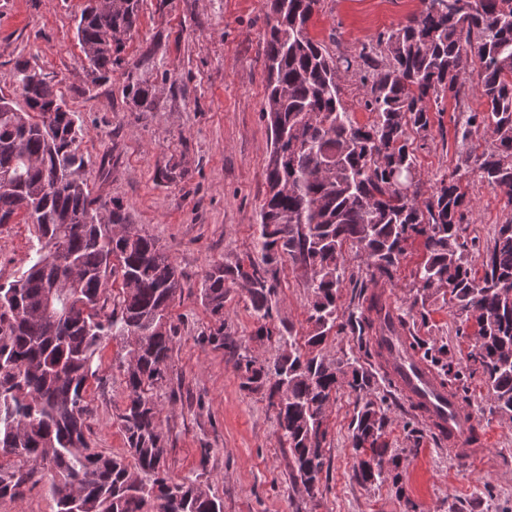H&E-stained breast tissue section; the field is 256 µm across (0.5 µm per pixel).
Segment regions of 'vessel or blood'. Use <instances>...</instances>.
Listing matches in <instances>:
<instances>
[{"label": "vessel or blood", "mask_w": 512, "mask_h": 512, "mask_svg": "<svg viewBox=\"0 0 512 512\" xmlns=\"http://www.w3.org/2000/svg\"><path fill=\"white\" fill-rule=\"evenodd\" d=\"M380 303L383 311L378 341L389 361L388 375L396 389L449 452L473 455L481 444L473 414L413 348L410 337L397 322V311L390 299L381 297Z\"/></svg>", "instance_id": "vessel-or-blood-1"}]
</instances>
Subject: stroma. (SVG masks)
<instances>
[{"label":"stroma","mask_w":512,"mask_h":512,"mask_svg":"<svg viewBox=\"0 0 512 512\" xmlns=\"http://www.w3.org/2000/svg\"><path fill=\"white\" fill-rule=\"evenodd\" d=\"M84 4L0 0V95L24 104L10 81L16 61H30L53 75L58 94L80 120V149L93 163L87 172L93 195L119 200L131 223L154 237L177 268L182 288L170 312L178 334L166 378L153 391L170 477L208 484L224 512H512V418L489 413L481 373L467 370L475 325L461 324L439 293L428 299L424 313L411 311L424 259L418 240L388 279L373 277L355 250H347L353 281L342 289L340 305L352 311L360 287L386 291L412 335L429 348L447 346L454 368L467 372L461 399L479 432L489 436V447L469 459L449 455L367 358L359 336L346 328L327 337L322 353L329 360L357 359L369 370L366 395L387 414L382 440L396 462L376 482L356 480L352 421L361 395L344 385L324 414L319 483L310 493L292 481L277 412L263 393L242 388L238 368L239 355L270 364L282 346L277 336L260 335L238 281L227 282L224 301L225 327L238 348L211 345L207 337L214 320L200 297L212 264L246 267L258 257L255 230L270 153L262 116L270 0H140L138 27L125 55L140 62V75L160 89L148 112L126 100L123 70L93 80L75 36ZM424 9V0H320L309 33L330 52L352 55L363 42ZM455 112L454 99L445 98L416 150L423 196L461 163ZM106 154L113 158L112 175L102 184L95 163ZM462 187L469 200L463 235L487 248L499 226L512 221V205L477 174H468ZM36 248L32 225L0 226V283L27 269ZM278 268L268 325H292L301 345L310 330L306 277L287 259ZM125 354L119 341H103L85 393L90 443L114 456L127 453L120 423L128 395ZM0 512H57L47 478L33 477L18 497L0 498Z\"/></svg>","instance_id":"35a3bbf8"}]
</instances>
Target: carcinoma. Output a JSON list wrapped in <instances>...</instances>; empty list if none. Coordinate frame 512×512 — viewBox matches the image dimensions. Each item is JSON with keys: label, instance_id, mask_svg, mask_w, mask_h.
Returning a JSON list of instances; mask_svg holds the SVG:
<instances>
[{"label": "carcinoma", "instance_id": "obj_1", "mask_svg": "<svg viewBox=\"0 0 512 512\" xmlns=\"http://www.w3.org/2000/svg\"><path fill=\"white\" fill-rule=\"evenodd\" d=\"M320 0H271L266 32V102L271 152L267 193L260 206L250 269L215 263L206 272L202 301L215 321L209 341L233 347L224 332L227 280L243 281L259 321L272 318L277 265L288 257L308 275V323L302 349L278 333L284 350L271 366L248 356L238 361L242 387L262 391L277 409L292 458L291 477L315 488L325 466L321 430L327 403L339 385L369 386L357 362H331L320 346L350 325L365 338V355L382 358L373 341L374 297L359 291L347 321L339 304L347 272L345 246L356 249L372 275L391 278L409 241L423 239L425 261L411 307L448 292L461 321L477 327L469 361L482 372L489 411L512 418V222L499 227L482 255L483 275L472 263L476 242L462 236L468 205L459 173L443 179L419 202L420 176L407 130L425 139L429 103L447 94L461 101L471 84L481 112L459 110L456 138L466 148L465 172L505 192L512 203V0H427L422 14L361 44L340 58L310 36ZM139 0H112V9L88 0L77 21L79 44L93 78L128 66L126 42L138 22ZM127 71L124 93L138 108H154L158 89ZM355 71L360 106L375 115L359 125L341 97L343 72ZM11 82L28 111L0 96V225L22 212L35 229L31 265L0 283V497L15 496L31 472L49 476L57 512H223V503L198 479L172 480L166 470L157 403L149 391L163 381L176 328L170 307L180 275L150 235L130 223L115 200L92 196L80 150L82 128L65 107L55 79L18 61ZM491 133L477 151L472 130ZM77 270L67 282L57 254ZM120 278L123 295L110 302L108 282ZM127 350L128 402L121 415L129 457L91 448L84 422L86 384L105 337ZM445 347L423 352L424 361L454 391L461 371L442 362ZM387 426L381 407L367 399L353 422L356 478H382Z\"/></svg>", "mask_w": 512, "mask_h": 512}]
</instances>
